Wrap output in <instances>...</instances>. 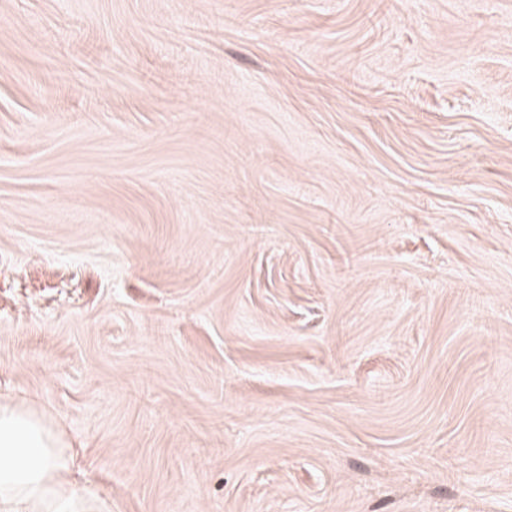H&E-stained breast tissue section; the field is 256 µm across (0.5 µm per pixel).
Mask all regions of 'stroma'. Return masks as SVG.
<instances>
[{"label":"stroma","mask_w":512,"mask_h":512,"mask_svg":"<svg viewBox=\"0 0 512 512\" xmlns=\"http://www.w3.org/2000/svg\"><path fill=\"white\" fill-rule=\"evenodd\" d=\"M0 400L112 512H512V0H0Z\"/></svg>","instance_id":"35a3bbf8"}]
</instances>
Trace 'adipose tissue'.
Masks as SVG:
<instances>
[{
    "mask_svg": "<svg viewBox=\"0 0 512 512\" xmlns=\"http://www.w3.org/2000/svg\"><path fill=\"white\" fill-rule=\"evenodd\" d=\"M62 432L32 406L0 401V512H111L108 498L74 489Z\"/></svg>",
    "mask_w": 512,
    "mask_h": 512,
    "instance_id": "adipose-tissue-1",
    "label": "adipose tissue"
}]
</instances>
